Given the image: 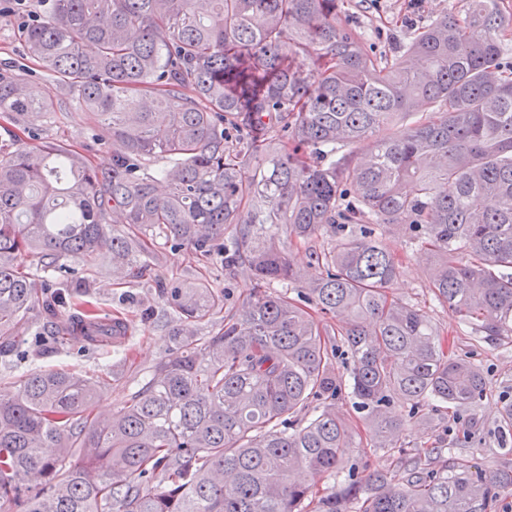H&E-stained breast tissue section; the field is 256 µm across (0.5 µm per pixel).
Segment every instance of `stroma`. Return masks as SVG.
Here are the masks:
<instances>
[{
    "mask_svg": "<svg viewBox=\"0 0 512 512\" xmlns=\"http://www.w3.org/2000/svg\"><path fill=\"white\" fill-rule=\"evenodd\" d=\"M46 8L45 0H26L21 9L0 11V74L10 76L22 70L28 73L30 84L52 90L48 71L29 57L20 37L28 20L44 14ZM458 8V0H347L350 20L374 38L377 49L389 51L399 47L417 28ZM54 98V111L37 121L0 112V146L10 145L17 135L33 143L57 140L92 164L110 163L112 141L99 119L83 112L66 94L55 92ZM391 244L403 261L392 286L394 295L426 311L433 325L448 337L455 353L470 357L489 382V392L482 401L455 414L438 410L436 402H425L423 411L431 423H407L402 436L406 449L452 448L488 471L512 465V435L504 439L499 434L501 410L512 403V342L476 338L448 307L434 299L428 282L431 256L400 232L392 235ZM149 263L145 276L131 277L123 285L116 284L112 277L109 256L98 255L76 263V276L91 282L81 294V301L95 306L101 315L127 318V337L104 348L90 347L77 338L59 354L45 357L40 353L39 339L47 326L40 309L31 308L20 330L26 355L15 362H0V388L12 389L23 375L38 369H73L101 383L98 413L119 409L170 345L169 335L176 322L162 285L190 283L203 275L233 301L242 298L251 286L245 275L226 271L222 259L202 266L188 252L170 249L161 239L155 241ZM337 408L352 421L361 439L360 447L351 450L350 460L369 471L387 468L391 459L386 450L375 447L372 426L358 419L349 400L339 401Z\"/></svg>",
    "mask_w": 512,
    "mask_h": 512,
    "instance_id": "1",
    "label": "stroma"
}]
</instances>
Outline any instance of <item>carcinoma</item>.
Segmentation results:
<instances>
[{"instance_id": "carcinoma-1", "label": "carcinoma", "mask_w": 512, "mask_h": 512, "mask_svg": "<svg viewBox=\"0 0 512 512\" xmlns=\"http://www.w3.org/2000/svg\"><path fill=\"white\" fill-rule=\"evenodd\" d=\"M48 2L28 54L103 122L112 166L0 148V358L36 302L59 322L45 350L119 337L121 319L73 304L90 282L68 261L141 275L164 236L253 287L232 307L203 277L164 289L171 348L108 417L76 371L0 389V512H495L512 467L400 441L394 400L414 419L429 398L481 401L488 381L392 294L387 237L436 258L430 290L476 335L512 336V0H463L384 53L341 0ZM54 106L24 73L0 78V112ZM157 157L162 191L144 173ZM30 257L63 275L56 292L38 295ZM347 385L391 468L322 487L355 447Z\"/></svg>"}]
</instances>
